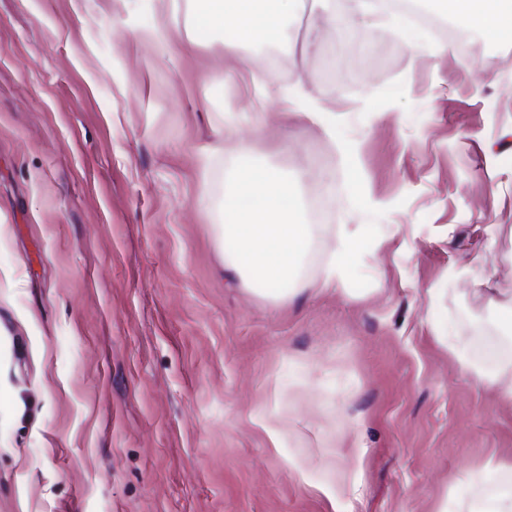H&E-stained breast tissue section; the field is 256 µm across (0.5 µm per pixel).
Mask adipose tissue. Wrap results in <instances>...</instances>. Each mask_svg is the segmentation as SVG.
Masks as SVG:
<instances>
[{"instance_id": "obj_1", "label": "adipose tissue", "mask_w": 512, "mask_h": 512, "mask_svg": "<svg viewBox=\"0 0 512 512\" xmlns=\"http://www.w3.org/2000/svg\"><path fill=\"white\" fill-rule=\"evenodd\" d=\"M442 11L466 27L499 39L512 40V0H439ZM302 0H186V21L197 32L219 36L222 46L245 47L275 43L289 20L299 14ZM289 103L295 117L320 128L336 140L346 160L347 181L357 186L359 173L354 147L336 138V116L304 84L292 90ZM212 232L225 266L252 292L266 296L273 285L285 284L311 252L314 236L332 237L333 248L323 256L315 283L320 291L344 294L352 269L367 252L365 227L304 223L295 188L287 177L256 165L248 149H241L230 180L224 186L222 221ZM439 340L459 363L460 372L487 385L503 407L512 409V358L494 372L474 365L467 356L468 340L439 332ZM464 484H481L480 494L454 504L439 502L435 512H512V462L487 457L465 473Z\"/></svg>"}]
</instances>
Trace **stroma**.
I'll return each instance as SVG.
<instances>
[{
	"mask_svg": "<svg viewBox=\"0 0 512 512\" xmlns=\"http://www.w3.org/2000/svg\"><path fill=\"white\" fill-rule=\"evenodd\" d=\"M171 23L166 0H0V512H433L465 496L459 477L512 458V413L434 329L477 339L461 289L512 290V44L414 56L355 24V62L324 30L268 80L267 126L235 140L211 116L250 111L257 49L185 26L149 39ZM299 81L356 143L370 206L319 128L285 119ZM242 142L287 170L306 223L320 193L335 223L368 226L348 296L275 303L225 268L211 227Z\"/></svg>",
	"mask_w": 512,
	"mask_h": 512,
	"instance_id": "stroma-1",
	"label": "stroma"
}]
</instances>
